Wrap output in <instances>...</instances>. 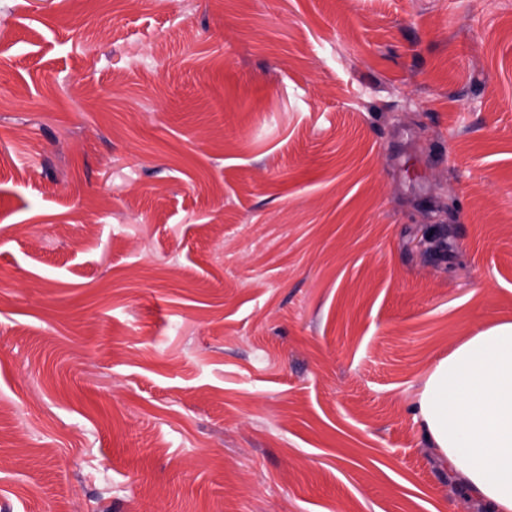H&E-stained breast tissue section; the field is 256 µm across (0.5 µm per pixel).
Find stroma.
Here are the masks:
<instances>
[{
  "mask_svg": "<svg viewBox=\"0 0 512 512\" xmlns=\"http://www.w3.org/2000/svg\"><path fill=\"white\" fill-rule=\"evenodd\" d=\"M508 321L512 0H0V512H457ZM417 413L448 460L462 512H512V322L469 336L440 359Z\"/></svg>",
  "mask_w": 512,
  "mask_h": 512,
  "instance_id": "obj_1",
  "label": "stroma"
}]
</instances>
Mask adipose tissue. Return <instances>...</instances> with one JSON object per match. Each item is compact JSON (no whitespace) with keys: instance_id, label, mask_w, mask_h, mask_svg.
<instances>
[{"instance_id":"obj_1","label":"adipose tissue","mask_w":512,"mask_h":512,"mask_svg":"<svg viewBox=\"0 0 512 512\" xmlns=\"http://www.w3.org/2000/svg\"><path fill=\"white\" fill-rule=\"evenodd\" d=\"M417 417L448 461L463 512H512V322L440 359L418 395Z\"/></svg>"}]
</instances>
